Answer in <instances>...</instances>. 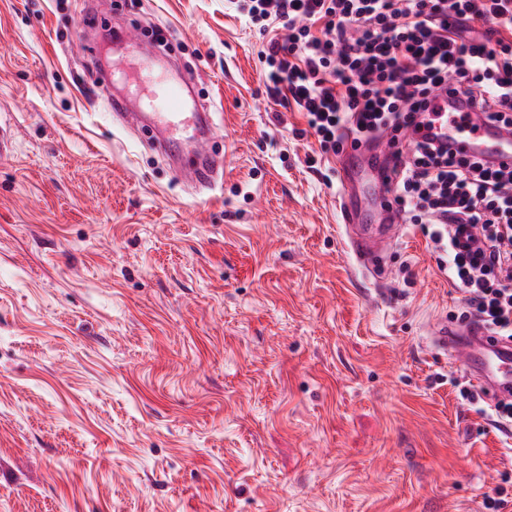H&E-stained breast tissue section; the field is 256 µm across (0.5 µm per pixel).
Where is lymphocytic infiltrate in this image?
Returning a JSON list of instances; mask_svg holds the SVG:
<instances>
[{"mask_svg":"<svg viewBox=\"0 0 512 512\" xmlns=\"http://www.w3.org/2000/svg\"><path fill=\"white\" fill-rule=\"evenodd\" d=\"M260 30L281 107L303 112L322 153L345 137L398 140L437 91L512 134V0H234ZM393 203L430 225L464 294L462 319L512 340V165L412 142L395 164Z\"/></svg>","mask_w":512,"mask_h":512,"instance_id":"1","label":"lymphocytic infiltrate"}]
</instances>
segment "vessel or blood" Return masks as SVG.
<instances>
[{"label":"vessel or blood","mask_w":512,"mask_h":512,"mask_svg":"<svg viewBox=\"0 0 512 512\" xmlns=\"http://www.w3.org/2000/svg\"><path fill=\"white\" fill-rule=\"evenodd\" d=\"M145 112L132 111L126 101H113L114 115L128 117L170 159L196 155L200 164L189 173L191 181L210 182L214 168L209 147L211 119L184 92V82L156 72L153 61L141 67ZM441 112L416 115L417 136L447 143L461 154L500 156L512 149V138L494 125L481 122L478 113L454 100L443 102ZM337 165L349 191L340 201L344 224L352 233L349 247L360 264L378 257L395 235L399 218L388 205L386 179L392 163L388 153L360 148L342 155ZM435 342L466 371L480 396L489 403L512 398V341L490 335L478 324L463 327L448 322L431 328Z\"/></svg>","instance_id":"1"}]
</instances>
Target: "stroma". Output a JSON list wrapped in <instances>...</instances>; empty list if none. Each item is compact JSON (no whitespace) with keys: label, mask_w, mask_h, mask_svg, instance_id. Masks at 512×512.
Wrapping results in <instances>:
<instances>
[{"label":"stroma","mask_w":512,"mask_h":512,"mask_svg":"<svg viewBox=\"0 0 512 512\" xmlns=\"http://www.w3.org/2000/svg\"><path fill=\"white\" fill-rule=\"evenodd\" d=\"M179 46L205 187L112 116L109 31ZM229 0H0V512H485L512 442L430 328L420 225L363 267L336 158Z\"/></svg>","instance_id":"obj_1"}]
</instances>
